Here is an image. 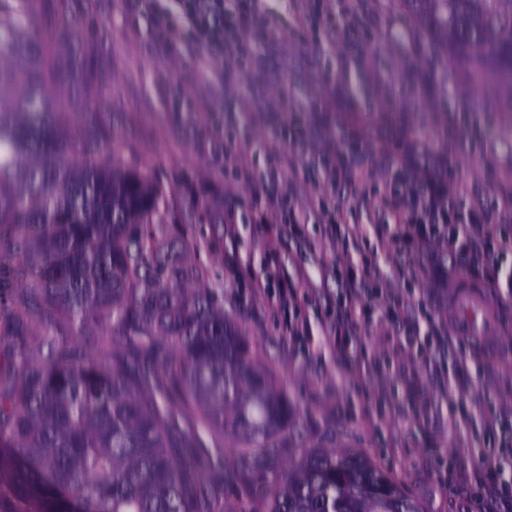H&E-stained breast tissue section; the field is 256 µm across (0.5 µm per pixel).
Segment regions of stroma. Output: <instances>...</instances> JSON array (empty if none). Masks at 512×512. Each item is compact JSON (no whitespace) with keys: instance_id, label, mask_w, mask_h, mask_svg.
Here are the masks:
<instances>
[{"instance_id":"1","label":"stroma","mask_w":512,"mask_h":512,"mask_svg":"<svg viewBox=\"0 0 512 512\" xmlns=\"http://www.w3.org/2000/svg\"><path fill=\"white\" fill-rule=\"evenodd\" d=\"M257 24L236 31L241 59L216 80L191 35L169 52L159 25L176 0H39L44 25L65 34L80 89H66L74 113L87 99L102 110L81 125L105 156L148 166L165 205L153 231L193 245L194 285L212 289L225 319L251 342L294 409L290 464L314 448L356 453L381 468L421 512H483L473 476L512 459V295L485 287L463 265L496 330L469 359L470 394L449 404L413 354L387 351L399 327L385 314L383 286L408 302L420 339L448 324V291L436 271L454 258L443 244L434 262L403 252L377 227L390 223L384 196L403 175L449 163L462 182L458 209H480L512 235V102L495 87L473 88L465 67L431 42L404 0H252ZM290 94V111L277 105ZM294 175L270 182L275 152ZM414 165L403 172L402 152ZM337 152L372 179L363 195L331 183L321 160ZM249 169L250 183L237 178ZM287 195L303 224L263 211L267 193ZM358 226L361 251L326 235L329 223ZM370 255L378 279L347 285L336 269ZM292 286L289 309L281 286ZM372 310L336 350L335 305L348 290ZM471 423L460 448L453 423ZM494 434H487V427Z\"/></svg>"}]
</instances>
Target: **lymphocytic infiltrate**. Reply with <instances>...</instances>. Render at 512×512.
Here are the masks:
<instances>
[{
    "instance_id": "1",
    "label": "lymphocytic infiltrate",
    "mask_w": 512,
    "mask_h": 512,
    "mask_svg": "<svg viewBox=\"0 0 512 512\" xmlns=\"http://www.w3.org/2000/svg\"><path fill=\"white\" fill-rule=\"evenodd\" d=\"M180 22L170 18L160 21L169 45H177L183 30H191L216 72L237 59L239 44L220 38L224 27L252 24L247 0H236L235 7L225 8L224 0H179ZM448 171L441 168L421 180L407 179L403 189L391 195L387 204L394 221L385 230L411 252H418L437 240L456 242L457 261L478 268L497 287L512 288V270H503L494 257L512 250V237L499 225L491 223L481 210L460 214L456 199L464 185L448 189Z\"/></svg>"
}]
</instances>
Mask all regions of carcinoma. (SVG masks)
I'll use <instances>...</instances> for the list:
<instances>
[{
  "mask_svg": "<svg viewBox=\"0 0 512 512\" xmlns=\"http://www.w3.org/2000/svg\"><path fill=\"white\" fill-rule=\"evenodd\" d=\"M405 2L512 99V0ZM65 51L36 0H0V512H420L360 455L285 462L288 397L149 232L160 188L77 148Z\"/></svg>",
  "mask_w": 512,
  "mask_h": 512,
  "instance_id": "carcinoma-1",
  "label": "carcinoma"
}]
</instances>
